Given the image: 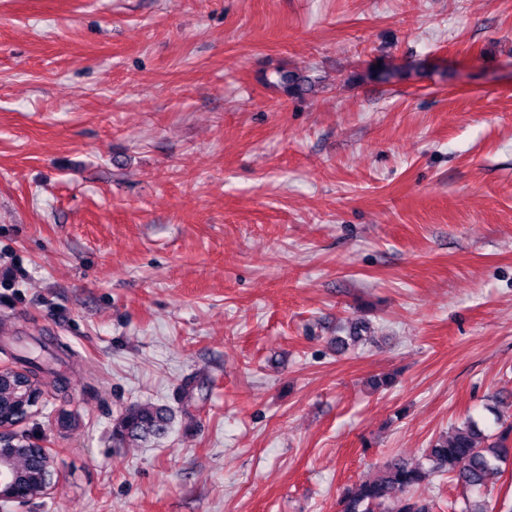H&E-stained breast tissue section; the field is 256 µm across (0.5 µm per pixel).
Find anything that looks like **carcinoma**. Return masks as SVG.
<instances>
[{
  "label": "carcinoma",
  "instance_id": "carcinoma-1",
  "mask_svg": "<svg viewBox=\"0 0 512 512\" xmlns=\"http://www.w3.org/2000/svg\"><path fill=\"white\" fill-rule=\"evenodd\" d=\"M291 95L311 89L310 80L295 71L281 76ZM171 410L163 405L136 404L119 418L115 434L130 443L162 436L170 429ZM512 460V420H499L494 434L484 433L469 421L431 441L423 460L415 463L392 459L382 465L372 479L361 480L343 489L339 512H435V501L425 496L434 478L448 475L471 491H482L501 473V464ZM15 466L23 479L39 475L26 441L15 452Z\"/></svg>",
  "mask_w": 512,
  "mask_h": 512
}]
</instances>
